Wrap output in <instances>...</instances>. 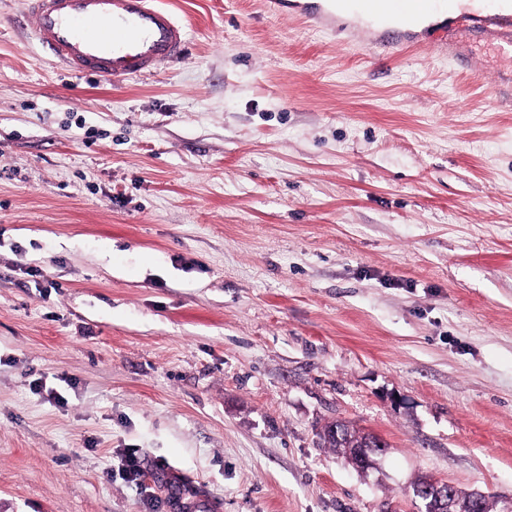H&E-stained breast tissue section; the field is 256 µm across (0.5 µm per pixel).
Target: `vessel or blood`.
Listing matches in <instances>:
<instances>
[{
	"mask_svg": "<svg viewBox=\"0 0 512 512\" xmlns=\"http://www.w3.org/2000/svg\"><path fill=\"white\" fill-rule=\"evenodd\" d=\"M40 44L68 71L124 80L180 58L187 32L153 0H28ZM467 35L512 48V0H433Z\"/></svg>",
	"mask_w": 512,
	"mask_h": 512,
	"instance_id": "obj_1",
	"label": "vessel or blood"
}]
</instances>
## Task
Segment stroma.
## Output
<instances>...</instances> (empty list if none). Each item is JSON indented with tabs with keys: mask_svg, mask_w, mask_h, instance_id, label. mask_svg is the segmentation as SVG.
<instances>
[{
	"mask_svg": "<svg viewBox=\"0 0 512 512\" xmlns=\"http://www.w3.org/2000/svg\"><path fill=\"white\" fill-rule=\"evenodd\" d=\"M158 2L184 54L115 81L0 0V512H512V53ZM319 438L325 447L333 448L336 454L346 462L353 448H356L352 464L357 467L375 466L376 460L378 463L379 457L383 455L385 448L384 442L377 437L368 443V447L361 448L366 440L370 438V434L342 421L336 422V433H332L331 424L325 425L319 433ZM431 486L419 488L414 491L415 496L421 501L422 496H425V491L431 493L433 498L428 500L429 505L423 506V512H438L436 501L440 506V512H455V490L457 492V512H475L473 511L472 498L479 502L481 493L466 492L456 487L451 483H441L438 481H432ZM420 497V498H419ZM435 498V499H434Z\"/></svg>",
	"mask_w": 512,
	"mask_h": 512,
	"instance_id": "stroma-1",
	"label": "stroma"
}]
</instances>
